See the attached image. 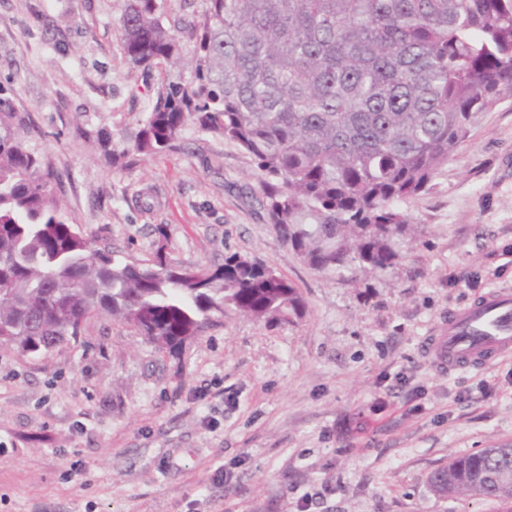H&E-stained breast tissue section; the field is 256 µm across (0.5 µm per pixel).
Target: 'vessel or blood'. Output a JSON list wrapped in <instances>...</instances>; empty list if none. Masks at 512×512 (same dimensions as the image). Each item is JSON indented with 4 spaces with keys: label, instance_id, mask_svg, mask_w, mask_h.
Segmentation results:
<instances>
[{
    "label": "vessel or blood",
    "instance_id": "vessel-or-blood-1",
    "mask_svg": "<svg viewBox=\"0 0 512 512\" xmlns=\"http://www.w3.org/2000/svg\"><path fill=\"white\" fill-rule=\"evenodd\" d=\"M423 350L442 370L485 367L512 356V290H492L450 313L443 335L427 337Z\"/></svg>",
    "mask_w": 512,
    "mask_h": 512
}]
</instances>
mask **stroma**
Here are the masks:
<instances>
[{
	"instance_id": "stroma-1",
	"label": "stroma",
	"mask_w": 512,
	"mask_h": 512,
	"mask_svg": "<svg viewBox=\"0 0 512 512\" xmlns=\"http://www.w3.org/2000/svg\"><path fill=\"white\" fill-rule=\"evenodd\" d=\"M125 6L0 0V97L59 173L54 198L128 262L151 257L159 226L178 264L261 259L305 314L226 312L177 362L106 318L37 356L0 345V512H497L427 478L512 442V357L441 371L422 343L512 287V103L403 203L397 263L345 283L276 240L237 145L190 128L166 154L105 160L98 131L135 133L161 81L125 57Z\"/></svg>"
}]
</instances>
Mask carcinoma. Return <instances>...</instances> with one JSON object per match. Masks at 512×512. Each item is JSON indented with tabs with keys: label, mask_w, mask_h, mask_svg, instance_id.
<instances>
[{
	"label": "carcinoma",
	"mask_w": 512,
	"mask_h": 512,
	"mask_svg": "<svg viewBox=\"0 0 512 512\" xmlns=\"http://www.w3.org/2000/svg\"><path fill=\"white\" fill-rule=\"evenodd\" d=\"M127 0L123 50L164 77L127 138L98 134L123 165L169 151L196 128L255 161L260 205L277 240L314 271L354 281L398 258L411 218L484 112L512 103V0ZM192 47L193 77L171 68ZM0 98V343L38 355L77 342L93 317L137 326L173 358L235 310L286 325L304 299L263 262L231 254L213 268L143 263L95 248L50 192L57 178ZM438 496L512 512V445L434 471Z\"/></svg>",
	"instance_id": "obj_1"
}]
</instances>
